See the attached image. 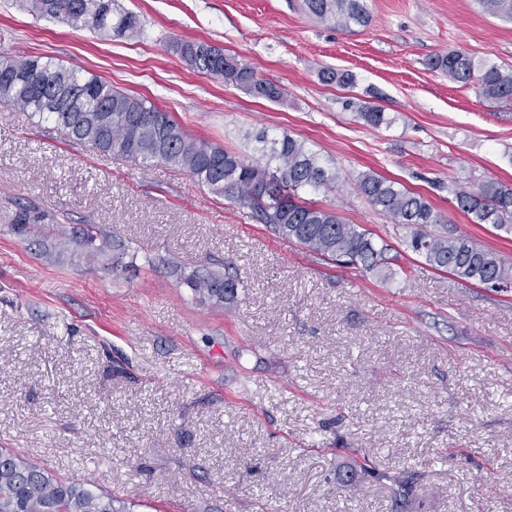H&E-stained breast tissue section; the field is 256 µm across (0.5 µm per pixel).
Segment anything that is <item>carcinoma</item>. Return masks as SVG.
Instances as JSON below:
<instances>
[{
    "instance_id": "carcinoma-1",
    "label": "carcinoma",
    "mask_w": 512,
    "mask_h": 512,
    "mask_svg": "<svg viewBox=\"0 0 512 512\" xmlns=\"http://www.w3.org/2000/svg\"><path fill=\"white\" fill-rule=\"evenodd\" d=\"M313 17L346 30L363 26L369 15L366 0H304ZM486 13L512 20V0H476ZM41 17L56 18L73 28H90L102 36L131 38L142 33L139 16L112 6V0H27ZM176 50L190 68L221 77L257 98L277 101L281 89L264 81L248 65L204 41H183ZM431 69L466 84L493 101H512V71L497 63H474L459 51L438 54ZM327 84L353 83V75L321 71ZM0 102L12 104L63 127L72 139L102 153L142 165L162 162L177 167L224 196L275 235L298 242L310 252L350 268L377 271L387 263V245L378 246L370 233L348 224L335 212L302 196L336 182L337 176L305 143L283 134L262 138L265 162L248 163L235 152L191 136L170 113L144 98L113 88L96 76L82 78L48 56H0ZM359 116L379 127L389 124L379 106H363ZM359 191L394 224L404 227L443 224L426 198L382 176L364 173ZM457 208L475 224H491L512 232V186L487 181L475 189L454 190ZM46 215L31 208L16 213L13 227L27 232ZM409 246L431 267L451 273L460 282L494 287L512 284V264L497 252L464 235L412 234ZM194 291L222 305L239 281L219 273L190 279ZM0 512H130L128 503L95 493L81 484L55 476L13 451L0 450Z\"/></svg>"
}]
</instances>
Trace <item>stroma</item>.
Segmentation results:
<instances>
[{
	"label": "stroma",
	"instance_id": "35a3bbf8",
	"mask_svg": "<svg viewBox=\"0 0 512 512\" xmlns=\"http://www.w3.org/2000/svg\"><path fill=\"white\" fill-rule=\"evenodd\" d=\"M143 32L114 39L0 0V55L49 56L146 98L195 137L259 159L289 134L338 179L319 205L391 245L393 275L342 267L255 223L164 164L73 141L0 103V448L134 512H512V286L464 284L407 247L356 187L373 173L425 196L512 263V233L454 190L512 185V101L432 70L460 51L512 68V22L474 0H367V26L303 0H117ZM205 41L279 87L253 97L191 69ZM324 68L348 86L325 84ZM381 107L390 125L359 118ZM47 221L17 233L16 210ZM96 226L95 243L87 229ZM242 280L218 306L194 273ZM366 459L376 479L344 474Z\"/></svg>",
	"mask_w": 512,
	"mask_h": 512
}]
</instances>
